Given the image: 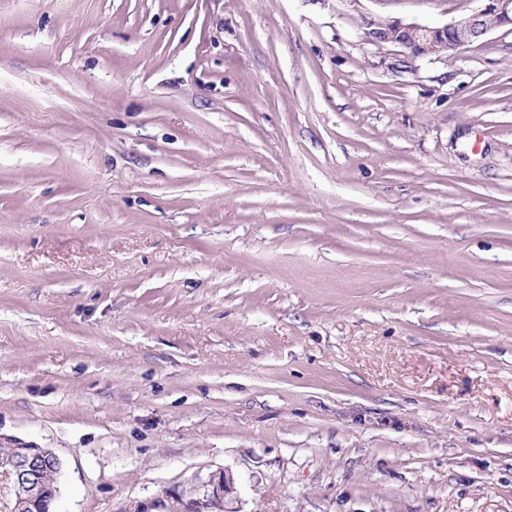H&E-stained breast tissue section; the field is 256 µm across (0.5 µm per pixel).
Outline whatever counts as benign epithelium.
Here are the masks:
<instances>
[{
    "label": "benign epithelium",
    "instance_id": "7a95c632",
    "mask_svg": "<svg viewBox=\"0 0 512 512\" xmlns=\"http://www.w3.org/2000/svg\"><path fill=\"white\" fill-rule=\"evenodd\" d=\"M362 0H336V6L359 13L365 39L376 45L391 44L416 61L455 54L495 28L512 30V0H477L471 12L453 18L442 26L407 22L361 10ZM58 471L59 457L49 448H15L11 462L0 465V474L11 487L25 486L27 497L16 500L11 512H36L46 497H56L58 489L44 483L40 471ZM235 490V478L226 469L217 470L204 480L195 478L183 486L165 491L160 498L139 503V512H234L228 508Z\"/></svg>",
    "mask_w": 512,
    "mask_h": 512
}]
</instances>
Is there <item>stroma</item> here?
Instances as JSON below:
<instances>
[{
	"label": "stroma",
	"mask_w": 512,
	"mask_h": 512,
	"mask_svg": "<svg viewBox=\"0 0 512 512\" xmlns=\"http://www.w3.org/2000/svg\"><path fill=\"white\" fill-rule=\"evenodd\" d=\"M475 0H368L433 25ZM53 512H512V30L0 0V448ZM336 0V6L359 13L365 39L376 45L391 44L404 50L411 60L443 57L462 51L495 28L512 30V0H475L471 12L453 18L442 26L407 22L362 11L361 2ZM11 462L5 466L0 465V473L11 483L14 490L23 484L26 488V498L17 500V492L22 497L23 492L14 493V502L11 512H36L46 497H56L58 489L44 483L40 478V471L47 466L58 471L61 467L59 457L49 448H0V461L12 455ZM235 490V478L225 468L205 480L192 479L186 485L165 491L160 498L139 503L140 512H237L228 508Z\"/></svg>",
	"instance_id": "stroma-1"
}]
</instances>
